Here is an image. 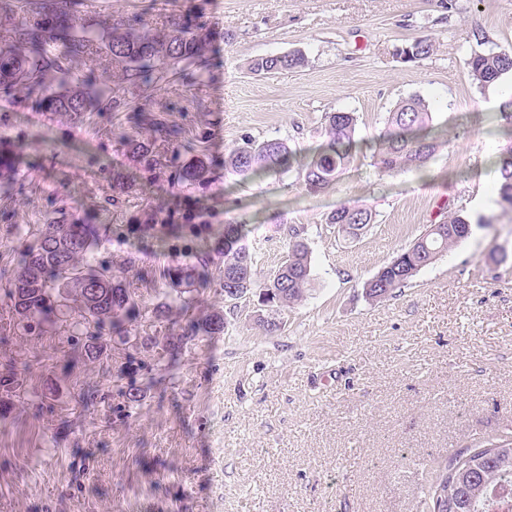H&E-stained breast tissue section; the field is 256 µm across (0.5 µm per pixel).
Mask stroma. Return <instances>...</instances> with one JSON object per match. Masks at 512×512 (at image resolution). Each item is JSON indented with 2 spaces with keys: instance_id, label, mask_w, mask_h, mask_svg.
<instances>
[{
  "instance_id": "1",
  "label": "stroma",
  "mask_w": 512,
  "mask_h": 512,
  "mask_svg": "<svg viewBox=\"0 0 512 512\" xmlns=\"http://www.w3.org/2000/svg\"><path fill=\"white\" fill-rule=\"evenodd\" d=\"M77 11L105 30L195 18L208 61L164 71L146 92L118 68L73 58L75 77L117 101L77 116L38 111L21 90L0 94V150L17 155L0 173V288L20 246L48 224L78 221L103 227L92 262L126 269L137 303L88 361L74 355L77 296L36 336L0 296V373L24 389L0 414V512H423L441 464L512 436V209L498 194L512 74L483 86L468 66L476 48L512 49V0H78ZM420 37L434 54L403 61L398 49ZM293 51L304 67L248 69ZM412 95L429 103L440 148L424 167L378 172L386 116ZM339 111L355 114L358 145L337 187L308 192L294 172L225 175V154L249 140L314 149L326 114ZM157 122L183 141L156 142L158 163L146 168L127 142ZM197 158L208 184L172 182ZM349 201L376 214L357 239L326 221ZM191 208L215 236L246 225L262 276L287 253L284 227L305 228L303 301L231 304L215 264L181 292L173 274L190 262ZM452 208L468 237L391 297L368 299L364 282ZM216 315L224 330L198 336L176 366L162 347L129 344ZM270 319L281 325L271 334ZM132 387L140 401L130 406ZM88 389L100 394L89 407Z\"/></svg>"
}]
</instances>
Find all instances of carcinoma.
<instances>
[{
	"label": "carcinoma",
	"instance_id": "obj_1",
	"mask_svg": "<svg viewBox=\"0 0 512 512\" xmlns=\"http://www.w3.org/2000/svg\"><path fill=\"white\" fill-rule=\"evenodd\" d=\"M24 16L11 30L9 40L0 46V94L9 95L18 87L27 88L43 112L86 111L87 99L94 96L108 109L112 97L86 81L73 78L68 67L71 57L89 54L104 65L121 68L126 77L149 84L157 67L168 61L196 63L206 67L207 38L202 26L174 24L171 33L151 35L136 28V23L118 21L112 34L87 25L76 13L74 0H18ZM53 44L55 52L46 50ZM434 53V43L417 38L398 49L406 62H416ZM299 52L270 55L253 60L249 70L262 73L305 66ZM469 67L473 79L490 85L512 74V51L476 52ZM53 74L55 82L47 81ZM432 112L426 101L415 95L399 100L389 111L386 130L373 154V165L387 174H398L422 167L437 151L438 143L429 136ZM357 118L352 112L326 115L325 143L312 157L297 160L296 151L285 139L248 142L234 148L224 167L236 175L275 173L284 175L298 170L299 179L310 192H320L338 184L353 161ZM154 140L175 143L180 128L157 124ZM131 152L145 167L157 164L151 145L131 140ZM499 196L501 204L512 209V147L500 159ZM178 180L189 184L210 181L206 162L199 159L178 173ZM376 213L365 204L343 203L332 210L326 223L356 239L372 227ZM469 229L460 211L448 216L416 238L390 264L365 282L366 297L382 300L408 283L421 269L432 264L448 248L465 238ZM286 259L269 277L257 279L252 254L243 244L245 225H224L223 236L211 240L207 228L195 231L199 244L192 254L198 264H207L218 256L224 264V296L235 291L259 289V299L272 306L288 307L303 300L311 276V256L305 231L287 227ZM99 241L94 224H49L37 243L21 254L19 267L10 280L7 296L12 313L30 334L41 332L42 323L56 315L71 290H76L83 305L85 337L78 354L97 358L104 342V330L134 314L136 305L124 272L104 275L88 266L80 269L75 260L93 251ZM194 324L176 336L165 337L169 360H176L187 343L197 336ZM427 512H490L496 503L512 495V439L491 442L479 450L462 452L452 458L427 490Z\"/></svg>",
	"mask_w": 512,
	"mask_h": 512
}]
</instances>
